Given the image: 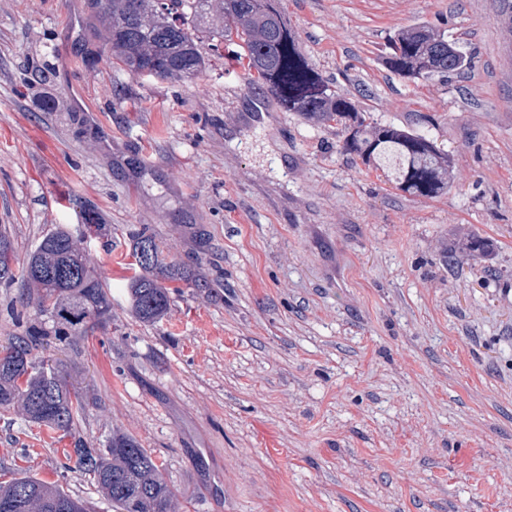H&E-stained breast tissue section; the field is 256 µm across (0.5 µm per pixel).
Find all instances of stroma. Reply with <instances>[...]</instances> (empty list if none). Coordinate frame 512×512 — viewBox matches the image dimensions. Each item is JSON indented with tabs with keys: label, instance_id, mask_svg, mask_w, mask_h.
Here are the masks:
<instances>
[{
	"label": "stroma",
	"instance_id": "obj_1",
	"mask_svg": "<svg viewBox=\"0 0 512 512\" xmlns=\"http://www.w3.org/2000/svg\"><path fill=\"white\" fill-rule=\"evenodd\" d=\"M309 63L360 111L417 130L461 179L409 195L283 110L246 62L172 82L100 49L84 0H0V229L26 263L95 210L106 321L36 346L80 387L73 435L0 408V483L29 475L116 512L64 469L75 439L135 437L174 512H512V0H277ZM430 25L473 60L394 75L386 45ZM190 272L167 315L130 310L132 230ZM484 238L480 258L454 253ZM49 330L22 284L0 288Z\"/></svg>",
	"mask_w": 512,
	"mask_h": 512
}]
</instances>
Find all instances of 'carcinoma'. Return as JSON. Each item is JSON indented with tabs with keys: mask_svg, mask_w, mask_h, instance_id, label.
Here are the masks:
<instances>
[{
	"mask_svg": "<svg viewBox=\"0 0 512 512\" xmlns=\"http://www.w3.org/2000/svg\"><path fill=\"white\" fill-rule=\"evenodd\" d=\"M98 23L106 30V48L129 72L162 80L187 81L206 68L199 50V34L237 47L248 60L262 88L288 112L340 126V149L382 171L400 190L430 197L451 189L460 174L448 154L425 135L367 119L355 102L315 73L305 61L293 30L273 8L272 0H89ZM390 69L407 79L450 76L470 63L448 33L420 25L391 37ZM98 216L84 212V223L59 225L48 232L27 263L13 269L14 246L0 230V286L15 279L41 291L39 308L51 312L56 332L69 336L83 326L102 323L112 313V294L78 243ZM151 243L143 255L145 243ZM487 242L467 236L458 249L473 258L486 252ZM133 257L148 275L132 277L127 294L133 314L145 322L162 319L170 306L168 284L185 280L179 265L163 258L155 234L143 227L134 233ZM43 332L34 326L0 345V407L19 404L27 419L69 432L84 410L83 397L68 388L53 369L36 364L31 349ZM67 461L93 474L102 495L121 512H172L173 489L159 476L151 454L131 435L114 433L103 448H89L78 440ZM26 493L17 512H45L49 502L68 512H92L89 502L62 487L30 477L0 484V497Z\"/></svg>",
	"mask_w": 512,
	"mask_h": 512,
	"instance_id": "carcinoma-1",
	"label": "carcinoma"
}]
</instances>
